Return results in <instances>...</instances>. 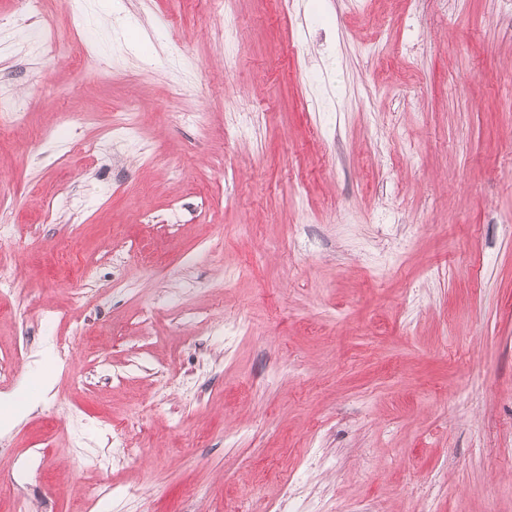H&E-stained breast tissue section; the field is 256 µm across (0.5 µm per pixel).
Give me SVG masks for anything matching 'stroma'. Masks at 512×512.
<instances>
[{"label": "stroma", "mask_w": 512, "mask_h": 512, "mask_svg": "<svg viewBox=\"0 0 512 512\" xmlns=\"http://www.w3.org/2000/svg\"><path fill=\"white\" fill-rule=\"evenodd\" d=\"M1 89L0 405L47 387L0 480L31 512H512V0H0ZM115 236L154 270L81 284ZM26 119L25 108L21 101L5 91L0 92V127L21 125ZM109 134L113 142L123 143L127 146L140 139L138 113L126 112L122 121L116 124L113 130L111 128Z\"/></svg>", "instance_id": "obj_1"}]
</instances>
